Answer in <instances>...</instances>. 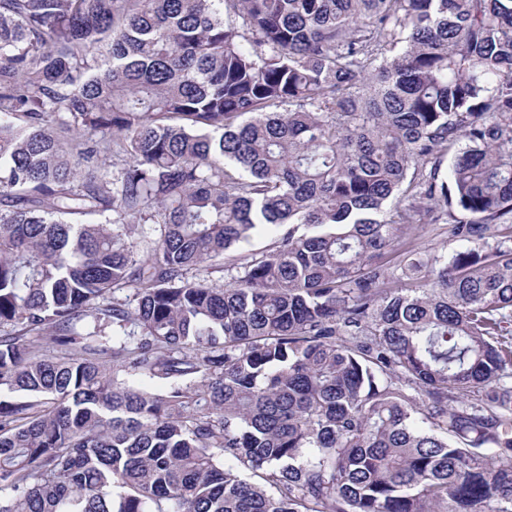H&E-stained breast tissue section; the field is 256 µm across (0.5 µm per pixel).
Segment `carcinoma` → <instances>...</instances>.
I'll list each match as a JSON object with an SVG mask.
<instances>
[{"mask_svg":"<svg viewBox=\"0 0 512 512\" xmlns=\"http://www.w3.org/2000/svg\"><path fill=\"white\" fill-rule=\"evenodd\" d=\"M5 326L0 512H512V0H0ZM431 224H423L413 236V243L416 248L428 250L440 255L450 256L455 250H458L462 244L460 242L448 241V235L444 229ZM275 239V235L270 232L254 234L247 242L240 245L238 253L260 258L273 246Z\"/></svg>","mask_w":512,"mask_h":512,"instance_id":"carcinoma-1","label":"carcinoma"}]
</instances>
